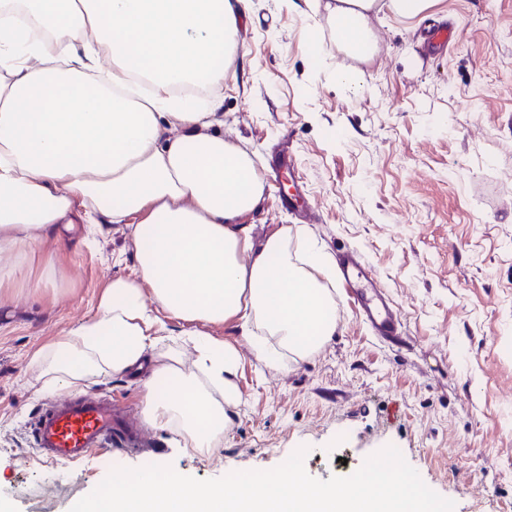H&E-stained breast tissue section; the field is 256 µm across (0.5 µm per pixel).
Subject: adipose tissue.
Returning <instances> with one entry per match:
<instances>
[{
	"instance_id": "adipose-tissue-1",
	"label": "adipose tissue",
	"mask_w": 512,
	"mask_h": 512,
	"mask_svg": "<svg viewBox=\"0 0 512 512\" xmlns=\"http://www.w3.org/2000/svg\"><path fill=\"white\" fill-rule=\"evenodd\" d=\"M437 0H335L346 47L369 14ZM248 0H0V283L76 224H128L139 277H115L93 316L41 353L52 384L127 375L149 419L214 447L239 400L243 356L208 328L237 323L267 365L320 350L337 329L333 266L288 228L255 244L241 223L264 194L254 158L215 134L224 71ZM188 327L195 372L164 345ZM167 394H159L158 383Z\"/></svg>"
}]
</instances>
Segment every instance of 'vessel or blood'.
Returning <instances> with one entry per match:
<instances>
[{"instance_id": "obj_1", "label": "vessel or blood", "mask_w": 512, "mask_h": 512, "mask_svg": "<svg viewBox=\"0 0 512 512\" xmlns=\"http://www.w3.org/2000/svg\"><path fill=\"white\" fill-rule=\"evenodd\" d=\"M337 265L346 294L378 336L401 342L399 315L371 271L352 254L340 255ZM33 441L53 462L80 460L117 445L151 446L108 395L68 397L43 408L35 420Z\"/></svg>"}]
</instances>
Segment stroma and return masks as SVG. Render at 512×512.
I'll use <instances>...</instances> for the list:
<instances>
[{
  "instance_id": "obj_1",
  "label": "stroma",
  "mask_w": 512,
  "mask_h": 512,
  "mask_svg": "<svg viewBox=\"0 0 512 512\" xmlns=\"http://www.w3.org/2000/svg\"><path fill=\"white\" fill-rule=\"evenodd\" d=\"M327 2L249 0L217 132L261 159L265 195L242 223L259 238L305 230L332 257L358 252L409 343L377 339L340 292L335 336L305 359L265 366L235 324L216 327L244 361L240 401L214 447H177L149 423L135 380L103 376L82 393H111L157 453L44 463L33 421L70 391L44 390L35 354L90 318L108 281L138 275L129 225H76L48 244L58 289L0 288V512H70L117 467L168 465L207 480L274 468L302 446L320 480L391 445L454 512L512 506V0L370 15V55L343 51ZM435 24L453 27L447 48L428 46ZM342 68L363 74L360 90L337 83ZM282 150L311 198V224L280 205L288 178L266 161Z\"/></svg>"
}]
</instances>
